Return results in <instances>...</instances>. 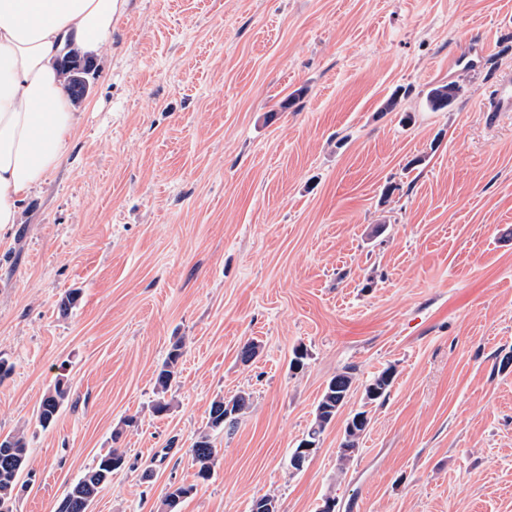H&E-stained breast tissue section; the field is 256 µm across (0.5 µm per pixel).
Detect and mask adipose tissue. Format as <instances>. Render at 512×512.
Returning a JSON list of instances; mask_svg holds the SVG:
<instances>
[{"mask_svg": "<svg viewBox=\"0 0 512 512\" xmlns=\"http://www.w3.org/2000/svg\"><path fill=\"white\" fill-rule=\"evenodd\" d=\"M128 0H0V228L60 164L81 122L58 61L97 54Z\"/></svg>", "mask_w": 512, "mask_h": 512, "instance_id": "ef3b65f1", "label": "adipose tissue"}]
</instances>
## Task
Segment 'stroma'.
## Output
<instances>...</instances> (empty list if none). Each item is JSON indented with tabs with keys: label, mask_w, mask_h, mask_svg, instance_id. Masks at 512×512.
<instances>
[{
	"label": "stroma",
	"mask_w": 512,
	"mask_h": 512,
	"mask_svg": "<svg viewBox=\"0 0 512 512\" xmlns=\"http://www.w3.org/2000/svg\"><path fill=\"white\" fill-rule=\"evenodd\" d=\"M504 74L512 0H128L65 159L0 231V436L29 443L15 512H55L115 448L128 464L90 512H160L179 485V512L266 494L279 512L329 495L336 512H512V113L485 111ZM451 81L455 105L431 111ZM349 366L346 405L293 469ZM240 393L200 479L190 449ZM460 89V85L453 82L433 87L427 95L428 107L434 112H444L453 104ZM182 349L183 342L179 340L176 341L156 374L155 388L157 398L153 407L156 414H164L171 408V401L167 399V394L178 373V364L182 356ZM69 389L63 381L58 380L53 392L40 401L37 409V423L41 428H48L57 418L63 403L69 397ZM230 401H234L232 409L229 411V417L224 420V398L214 400L209 411L208 428L212 431L231 430L237 422V416L242 413L249 405V397L246 394H238Z\"/></svg>",
	"instance_id": "obj_1"
}]
</instances>
